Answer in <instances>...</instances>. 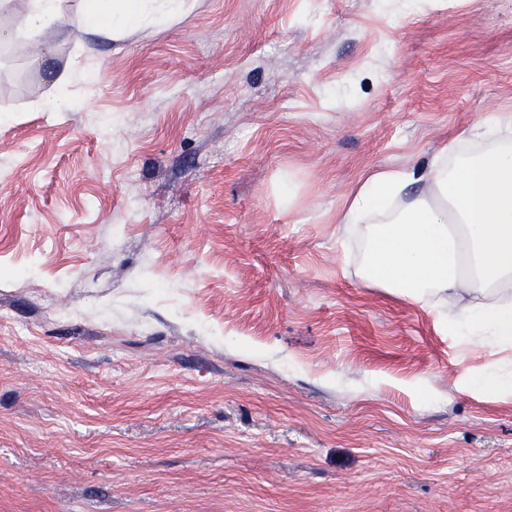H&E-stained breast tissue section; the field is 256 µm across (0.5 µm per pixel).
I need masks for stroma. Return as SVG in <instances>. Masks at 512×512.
Here are the masks:
<instances>
[{
    "instance_id": "1",
    "label": "stroma",
    "mask_w": 512,
    "mask_h": 512,
    "mask_svg": "<svg viewBox=\"0 0 512 512\" xmlns=\"http://www.w3.org/2000/svg\"><path fill=\"white\" fill-rule=\"evenodd\" d=\"M86 8L0 53V512H512L496 355L336 234L365 168L512 113V0ZM84 13L83 29L110 37L132 28L173 25L187 12L188 0H91Z\"/></svg>"
}]
</instances>
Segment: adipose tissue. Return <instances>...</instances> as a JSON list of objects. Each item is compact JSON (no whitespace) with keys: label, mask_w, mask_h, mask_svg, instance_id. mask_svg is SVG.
Returning a JSON list of instances; mask_svg holds the SVG:
<instances>
[{"label":"adipose tissue","mask_w":512,"mask_h":512,"mask_svg":"<svg viewBox=\"0 0 512 512\" xmlns=\"http://www.w3.org/2000/svg\"><path fill=\"white\" fill-rule=\"evenodd\" d=\"M189 0H90L85 31L111 37L172 25ZM14 37L71 35L63 0H23ZM366 285L437 311L444 328L503 360L481 375L512 393V113L488 112L420 167L365 171L336 216Z\"/></svg>","instance_id":"adipose-tissue-1"}]
</instances>
